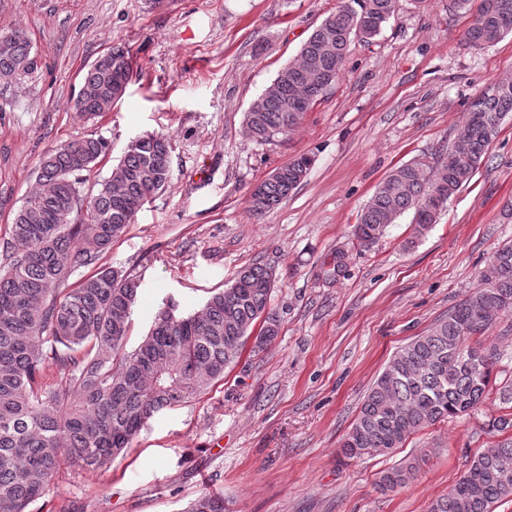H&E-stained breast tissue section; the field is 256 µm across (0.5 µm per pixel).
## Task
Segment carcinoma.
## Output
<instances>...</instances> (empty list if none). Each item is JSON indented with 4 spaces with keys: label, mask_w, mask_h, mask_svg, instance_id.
Here are the masks:
<instances>
[{
    "label": "carcinoma",
    "mask_w": 512,
    "mask_h": 512,
    "mask_svg": "<svg viewBox=\"0 0 512 512\" xmlns=\"http://www.w3.org/2000/svg\"><path fill=\"white\" fill-rule=\"evenodd\" d=\"M471 18L472 46L512 34V0H450ZM396 0H340L282 67L256 108L245 113L249 138L266 142L285 135L303 118L343 70L354 40L377 36L395 11ZM0 45V83L9 84L37 67L31 42L12 31ZM111 59L90 66L77 101L88 115L108 112L122 98L116 72L130 81L134 69L122 45ZM512 114V81L502 80L475 99L468 118L444 158L421 159L393 169L363 207L353 236L358 245L376 243L388 225L413 211L414 236L437 223L452 198L479 169L502 120ZM109 151L103 138H73L41 159L37 187L16 213L9 238L0 243L7 267L0 270V512H31L51 489L61 466L97 471L131 447L160 411L205 393L224 379L255 325V347L278 336L280 318L271 308L272 270L259 263L240 267L229 287L212 294L198 315L166 317L159 312L150 333L132 352H122L139 284L109 267L97 266L112 241L122 236L145 202L172 177L170 145L148 134L127 148L110 179L87 201L81 223H62L79 200L65 183L80 188L83 173ZM311 159L300 155L261 181L250 194L262 216L279 205L306 177ZM97 270L70 290L66 279L81 268ZM512 312V244L497 249L477 288L427 333L399 348L366 393L340 454L349 460L385 454L410 435L466 414L490 395L493 349L469 339L489 331ZM57 369L58 379L46 381ZM418 463L386 471L380 486L412 481ZM512 498V438L491 443L473 459L429 512H494ZM189 512H224V502L204 495Z\"/></svg>",
    "instance_id": "1"
}]
</instances>
